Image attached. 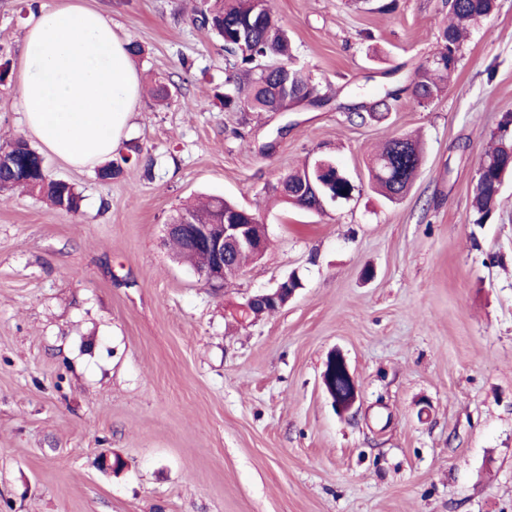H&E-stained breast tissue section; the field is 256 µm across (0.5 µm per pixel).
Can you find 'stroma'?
<instances>
[{
	"label": "stroma",
	"mask_w": 512,
	"mask_h": 512,
	"mask_svg": "<svg viewBox=\"0 0 512 512\" xmlns=\"http://www.w3.org/2000/svg\"><path fill=\"white\" fill-rule=\"evenodd\" d=\"M142 47L131 143L104 180L45 155L77 213L0 193V504L11 512H512V179L470 221L476 170L512 111V0L471 24L441 97L347 121L410 85L446 0H270L320 108L228 112V56L198 0H85ZM30 0H0V60L17 63ZM171 87L168 103L148 92ZM423 142L395 203L371 188L385 141ZM0 84V143L29 138ZM331 159L354 186L326 213L274 192ZM221 196L259 214L268 247L220 289L173 255L166 226ZM296 275L284 308L239 306ZM360 399L321 384L331 352ZM120 458L121 471L101 465ZM400 99L401 97L399 93H396L394 91H386L384 96L378 102H376L370 107L362 105L355 108H348V110L350 111H347L346 118L350 123L355 124L359 122L362 124L366 122L367 119H372L376 117L379 108H383L385 111L388 112L392 106L390 100L397 102ZM359 108L362 109L359 110ZM337 364L341 365L343 378L346 385L345 390L341 392L336 391V389H330L328 387L329 379ZM322 383L332 398L333 404L337 410L341 412H349L353 409L355 403L359 399V386L356 377L351 372L350 367L343 355L332 354L328 357L325 363V369L322 373Z\"/></svg>",
	"instance_id": "35a3bbf8"
}]
</instances>
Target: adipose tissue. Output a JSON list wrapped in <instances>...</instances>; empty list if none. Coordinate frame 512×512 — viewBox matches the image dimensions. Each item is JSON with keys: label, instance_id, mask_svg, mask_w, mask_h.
Instances as JSON below:
<instances>
[{"label": "adipose tissue", "instance_id": "obj_1", "mask_svg": "<svg viewBox=\"0 0 512 512\" xmlns=\"http://www.w3.org/2000/svg\"><path fill=\"white\" fill-rule=\"evenodd\" d=\"M141 89L129 41L80 0L31 8L19 61L20 109L29 131L74 167L111 159L132 129Z\"/></svg>", "mask_w": 512, "mask_h": 512}]
</instances>
